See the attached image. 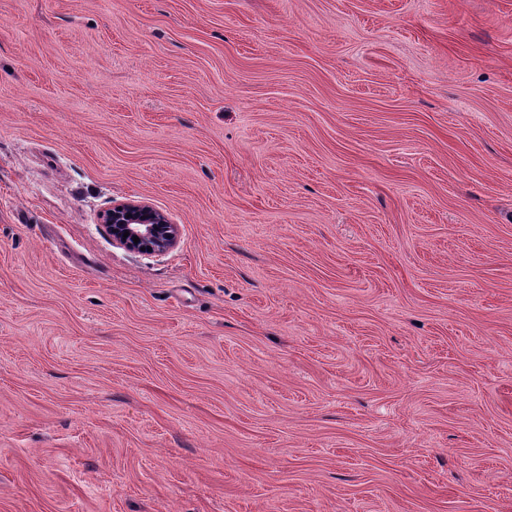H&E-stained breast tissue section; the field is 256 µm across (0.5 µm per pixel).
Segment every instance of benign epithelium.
<instances>
[{
    "instance_id": "obj_1",
    "label": "benign epithelium",
    "mask_w": 512,
    "mask_h": 512,
    "mask_svg": "<svg viewBox=\"0 0 512 512\" xmlns=\"http://www.w3.org/2000/svg\"><path fill=\"white\" fill-rule=\"evenodd\" d=\"M104 223L108 225L112 242L147 253H164L173 248L179 238V225L172 223L161 211L142 202H121L110 208ZM139 241H133V238Z\"/></svg>"
}]
</instances>
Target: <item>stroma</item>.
I'll use <instances>...</instances> for the list:
<instances>
[{"mask_svg": "<svg viewBox=\"0 0 512 512\" xmlns=\"http://www.w3.org/2000/svg\"><path fill=\"white\" fill-rule=\"evenodd\" d=\"M0 512H512V0H0ZM104 223L109 227L113 243L141 252L164 253L173 248L179 238L178 224H172L164 213L142 202L114 204L106 212ZM124 232L129 235L124 237ZM134 236L139 238L138 243H134Z\"/></svg>", "mask_w": 512, "mask_h": 512, "instance_id": "35a3bbf8", "label": "stroma"}]
</instances>
